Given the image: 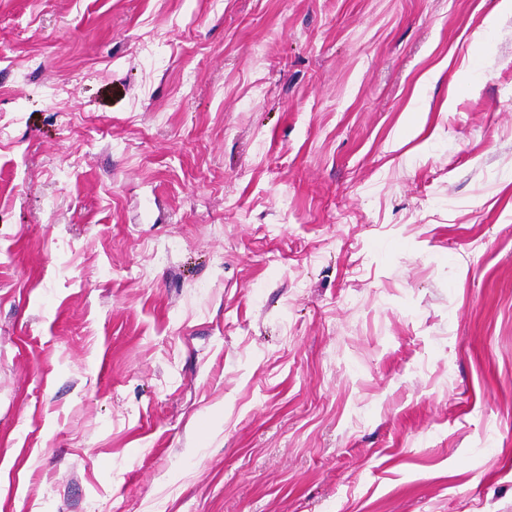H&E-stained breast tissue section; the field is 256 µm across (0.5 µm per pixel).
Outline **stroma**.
I'll list each match as a JSON object with an SVG mask.
<instances>
[{
    "instance_id": "1",
    "label": "stroma",
    "mask_w": 512,
    "mask_h": 512,
    "mask_svg": "<svg viewBox=\"0 0 512 512\" xmlns=\"http://www.w3.org/2000/svg\"><path fill=\"white\" fill-rule=\"evenodd\" d=\"M499 2L0 0V512H512Z\"/></svg>"
}]
</instances>
